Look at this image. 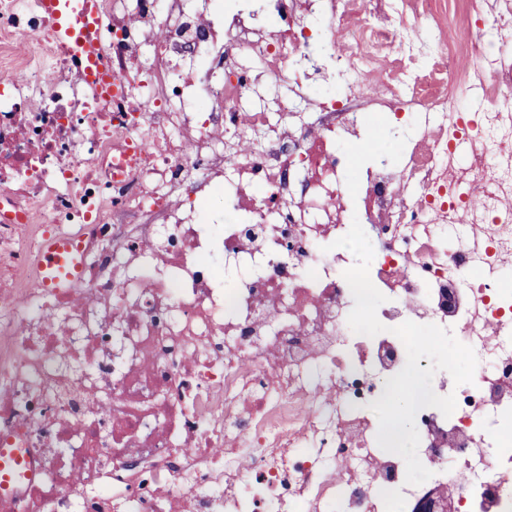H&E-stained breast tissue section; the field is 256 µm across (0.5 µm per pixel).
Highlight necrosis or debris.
Returning a JSON list of instances; mask_svg holds the SVG:
<instances>
[{
  "label": "necrosis or debris",
  "instance_id": "1",
  "mask_svg": "<svg viewBox=\"0 0 512 512\" xmlns=\"http://www.w3.org/2000/svg\"><path fill=\"white\" fill-rule=\"evenodd\" d=\"M97 2L108 94L41 0H0V447L30 460L0 512H512V0H269L264 37L187 0ZM325 65L343 99L307 95ZM369 112L418 132L354 185L339 146ZM355 220L372 337L334 245ZM49 236L80 248L73 287L44 284ZM408 320L478 359L435 383L451 416L417 415L420 485L370 408Z\"/></svg>",
  "mask_w": 512,
  "mask_h": 512
}]
</instances>
